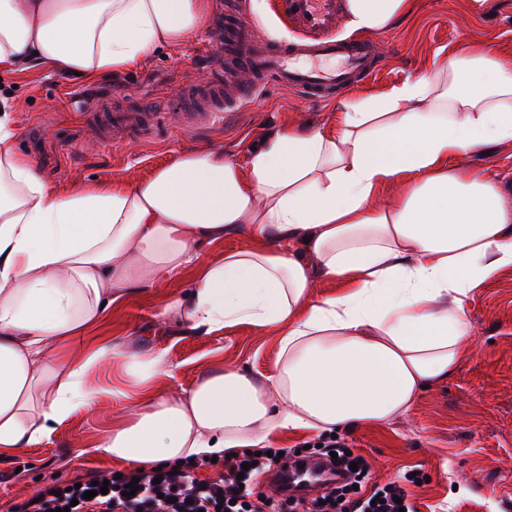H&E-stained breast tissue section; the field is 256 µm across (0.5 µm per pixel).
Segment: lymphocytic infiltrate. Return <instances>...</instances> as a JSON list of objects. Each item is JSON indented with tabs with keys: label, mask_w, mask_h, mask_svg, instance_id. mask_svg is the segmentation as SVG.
<instances>
[{
	"label": "lymphocytic infiltrate",
	"mask_w": 512,
	"mask_h": 512,
	"mask_svg": "<svg viewBox=\"0 0 512 512\" xmlns=\"http://www.w3.org/2000/svg\"><path fill=\"white\" fill-rule=\"evenodd\" d=\"M316 456L331 458L332 466L342 475V483L326 488L320 497L307 499L284 494L271 498L255 491V477L265 471L287 470L289 456L240 453L226 464L219 476L201 480L194 465L170 471L136 469L116 474L97 472L93 480L83 481L75 489L55 482L41 490L36 500H25L19 512H55L56 508H69L70 512H417L409 491L415 481L411 474L402 480L373 487L369 495L349 498L345 495L347 479H365L369 463L359 454L347 451V445L329 439L315 451ZM108 482L107 494L92 495L93 483ZM136 483L134 496H125L129 483Z\"/></svg>",
	"instance_id": "1"
}]
</instances>
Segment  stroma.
Instances as JSON below:
<instances>
[{
  "instance_id": "1",
  "label": "stroma",
  "mask_w": 512,
  "mask_h": 512,
  "mask_svg": "<svg viewBox=\"0 0 512 512\" xmlns=\"http://www.w3.org/2000/svg\"><path fill=\"white\" fill-rule=\"evenodd\" d=\"M372 38L376 73L331 100H307L270 84L251 104L206 125L188 124L181 111L168 109L141 141L122 148L112 147L83 118L79 96L151 102L175 96L184 83L208 81L204 32L151 53L133 70L97 81L43 65L0 69V97L13 103L18 151L62 190L115 178L144 181L184 153L210 146L242 164L271 132L307 124L335 127L343 102L384 93L407 77L444 65L462 42L512 55V0H495L488 10L479 0H417L412 15ZM465 162L485 169L512 202V142ZM193 279L188 267L113 304L92 339L124 340L138 350L166 348L174 375L159 379L164 390L194 386L205 367L220 358L253 375L270 371L279 354L275 334L242 323L195 336L162 316L163 300L186 290ZM465 318L473 346L448 381L423 391L400 419L339 432V439L370 464L362 493L410 470L418 478L410 488L418 512H512V270L470 294ZM111 424L105 416L80 413L49 440L1 459L0 512H13L53 480L84 481L113 469V462L87 452Z\"/></svg>"
}]
</instances>
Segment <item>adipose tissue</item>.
Segmentation results:
<instances>
[{"label": "adipose tissue", "mask_w": 512, "mask_h": 512, "mask_svg": "<svg viewBox=\"0 0 512 512\" xmlns=\"http://www.w3.org/2000/svg\"><path fill=\"white\" fill-rule=\"evenodd\" d=\"M210 0H0V66L119 75L201 27ZM415 0H344L351 32L382 31ZM0 114V458L52 437L102 401L92 454L132 469L266 448L278 430L333 433L409 413L472 346L468 293L512 270V205L457 158L512 141V65L464 42L446 65L346 104L335 130L279 129L246 165L184 153L148 181L60 192ZM399 189L379 205L381 191ZM252 244L205 257L204 245ZM164 314L198 336L239 323L279 334L250 375L221 362L189 389L162 348L87 346L109 304L186 266ZM336 295L313 297L315 278ZM112 362L141 389L96 385Z\"/></svg>", "instance_id": "adipose-tissue-1"}]
</instances>
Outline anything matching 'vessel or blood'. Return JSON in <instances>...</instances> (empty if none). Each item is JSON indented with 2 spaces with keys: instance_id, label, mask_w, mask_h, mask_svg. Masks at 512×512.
I'll list each match as a JSON object with an SVG mask.
<instances>
[{
  "instance_id": "obj_1",
  "label": "vessel or blood",
  "mask_w": 512,
  "mask_h": 512,
  "mask_svg": "<svg viewBox=\"0 0 512 512\" xmlns=\"http://www.w3.org/2000/svg\"><path fill=\"white\" fill-rule=\"evenodd\" d=\"M275 11L284 25L296 30V38L259 39L257 26L241 17L235 0H226L224 25L209 38L216 55L210 85L203 91L184 89L177 102L190 123L206 124L250 103L270 82L326 100L352 79L371 73L369 42L336 39V0H276ZM228 70L248 75L229 96L224 93ZM88 113L117 146L141 138L164 118L153 104L139 100L123 110L106 101L93 102Z\"/></svg>"
}]
</instances>
